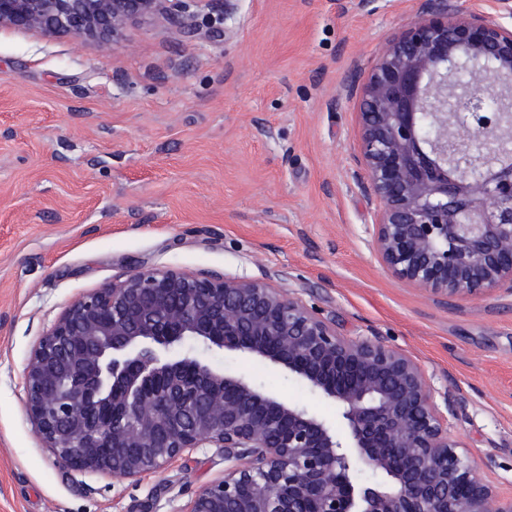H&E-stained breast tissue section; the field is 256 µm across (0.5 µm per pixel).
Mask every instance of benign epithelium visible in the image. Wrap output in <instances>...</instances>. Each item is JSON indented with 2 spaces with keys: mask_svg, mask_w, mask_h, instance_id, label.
<instances>
[{
  "mask_svg": "<svg viewBox=\"0 0 512 512\" xmlns=\"http://www.w3.org/2000/svg\"><path fill=\"white\" fill-rule=\"evenodd\" d=\"M201 0H0V28L117 40ZM358 177L373 247L433 296L512 291V28L421 0L360 86ZM278 366L332 423L195 347ZM26 411L73 472L137 480L197 448L224 477L183 512H512L448 430L420 365L243 278L140 270L71 302L24 369Z\"/></svg>",
  "mask_w": 512,
  "mask_h": 512,
  "instance_id": "obj_1",
  "label": "benign epithelium"
}]
</instances>
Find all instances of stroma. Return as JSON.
I'll use <instances>...</instances> for the list:
<instances>
[{"instance_id":"1","label":"stroma","mask_w":512,"mask_h":512,"mask_svg":"<svg viewBox=\"0 0 512 512\" xmlns=\"http://www.w3.org/2000/svg\"><path fill=\"white\" fill-rule=\"evenodd\" d=\"M419 0H198L100 43L0 30V512H183L224 474L199 448L138 481L43 447L23 371L81 294L141 269L243 277L420 364L451 434L512 494V293L441 301L372 248L355 80ZM204 361L335 419L278 367Z\"/></svg>"}]
</instances>
